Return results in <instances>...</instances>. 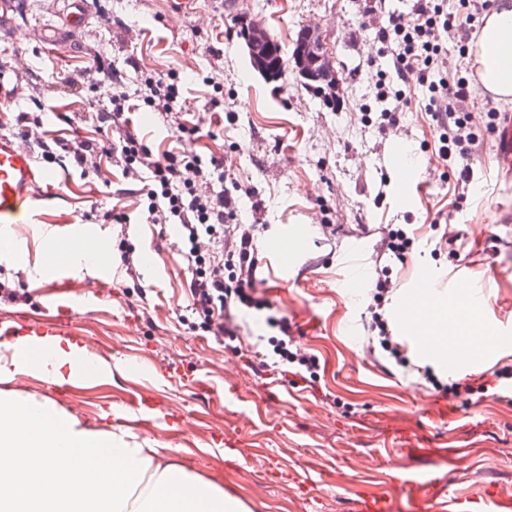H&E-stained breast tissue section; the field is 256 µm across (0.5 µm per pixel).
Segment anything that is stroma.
<instances>
[{
    "mask_svg": "<svg viewBox=\"0 0 512 512\" xmlns=\"http://www.w3.org/2000/svg\"><path fill=\"white\" fill-rule=\"evenodd\" d=\"M196 0L179 14L168 0H87V22L65 29L68 50L52 53L48 27H64V0H18L14 33L0 34V133L20 139L56 182L24 224L10 225L13 241L0 251V320L41 311L32 287L56 267L67 277L70 300L85 321L97 358L112 371L56 394L60 410L80 427L111 433L123 428V402L148 395L161 414L126 429L129 442L168 449V459L222 486L250 512H352L360 492L386 497L392 512H417L392 465L397 437L419 453L414 474L438 478L461 495H480L497 484L512 495V379L495 370L512 365V345L463 374L433 366L443 396L422 373L420 347L400 329L397 307L432 270L487 291L475 319L479 335L512 326V176L493 162L494 135L474 157L472 197L458 202L435 153L431 118L419 107L402 113L396 129L379 133L366 122L377 89L367 60L375 55V29L391 11L409 12L410 0ZM261 20L291 53L297 30L318 25L342 78L338 105L324 104L293 72L276 83L251 68L241 33L244 19ZM109 65L131 96L146 76L181 78V123L195 135L177 138L155 112L139 111L131 125L153 153L194 151L224 157V179L214 191H248L239 220L259 225L253 257L257 298L287 312L302 349L319 356L320 378L305 384L280 370L253 365L257 339L270 336L264 313L247 310L236 337L218 342L192 326L187 309L191 272L175 228L146 223L118 159L96 145L111 134L97 119L111 107L110 88L88 82L94 60ZM47 113L48 124L25 136L21 113ZM93 144L92 161L77 167L63 148ZM388 186H381V175ZM126 223L108 222L107 212ZM96 233L93 261L74 264L83 237ZM388 224H416L422 237L406 264H393L394 290L386 306L394 338L407 347L410 367L387 352L368 353V306ZM291 232L288 249L277 246ZM464 232L458 254L439 248L443 234ZM366 257L363 285L346 279L345 256ZM131 252L135 276L121 262ZM101 294H94L96 282ZM203 389H196L195 381ZM180 414L168 425L164 411ZM240 438L246 451L225 458L214 433Z\"/></svg>",
    "mask_w": 512,
    "mask_h": 512,
    "instance_id": "obj_1",
    "label": "stroma"
}]
</instances>
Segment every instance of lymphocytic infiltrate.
I'll return each instance as SVG.
<instances>
[{
    "instance_id": "f902f5d3",
    "label": "lymphocytic infiltrate",
    "mask_w": 512,
    "mask_h": 512,
    "mask_svg": "<svg viewBox=\"0 0 512 512\" xmlns=\"http://www.w3.org/2000/svg\"><path fill=\"white\" fill-rule=\"evenodd\" d=\"M470 0H458L457 10H449L448 0H415L410 17L389 13L386 26L377 32L378 56L391 57L387 68L376 71L378 92L375 102L376 124L380 130L399 124V114L415 101V89H422L425 108L433 117V135L440 147L438 156L448 175L453 178L459 198H467L474 180L472 158L485 133L495 132L498 112H489L484 130L471 127V117L459 108L468 97L472 76L469 67H456L447 73L449 51L466 59L475 28L460 24V11L468 9ZM132 110L127 96L112 99V108L103 114L107 126L119 128L118 139L105 141L103 151L119 154L126 171L149 173L150 182L140 188L145 198L143 214L154 224L177 225L182 237V255L192 263L194 271L188 284L189 308L201 320L200 327L216 340L234 335L236 313L240 307L265 308L266 303L254 296L257 265L250 257L256 225L237 223L239 201L228 193L210 196L199 192L197 181H210L224 176L223 158L183 151L154 155L150 147L129 128ZM234 222L232 234L224 225ZM208 236L211 253L201 254L198 241ZM393 284L387 274H380L372 293L375 311L369 329L380 347L396 362H405L406 347L394 340L383 315ZM267 323L274 336L267 342L271 354L255 353L258 368H268L269 357L295 374L317 378L321 368L317 355L292 351L293 336L287 315H271Z\"/></svg>"
}]
</instances>
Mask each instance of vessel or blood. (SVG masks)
I'll return each instance as SVG.
<instances>
[{
  "label": "vessel or blood",
  "instance_id": "vessel-or-blood-1",
  "mask_svg": "<svg viewBox=\"0 0 512 512\" xmlns=\"http://www.w3.org/2000/svg\"><path fill=\"white\" fill-rule=\"evenodd\" d=\"M495 159L501 166L512 170V116L498 126ZM50 172L38 168L31 152L24 150L14 137L0 135V247H7L4 231L7 225L25 223L33 202L41 191L51 185ZM65 277L39 280V288L52 296L56 307L52 315H24L9 321H0V352L8 357L22 359L30 351L42 357L58 354V340H68L74 354L87 356L89 339L83 324L77 323L72 302L64 299ZM402 487L409 493H421V512H438L439 502L446 493L438 482L417 484L406 479Z\"/></svg>",
  "mask_w": 512,
  "mask_h": 512
}]
</instances>
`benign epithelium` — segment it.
<instances>
[{
    "label": "benign epithelium",
    "mask_w": 512,
    "mask_h": 512,
    "mask_svg": "<svg viewBox=\"0 0 512 512\" xmlns=\"http://www.w3.org/2000/svg\"><path fill=\"white\" fill-rule=\"evenodd\" d=\"M326 36L315 26L300 28L294 41L292 69L297 80L323 92L332 101L336 100L341 79L335 67V59L327 51ZM276 39L261 22H251L245 28L247 54L255 70L271 79L277 73L282 60L276 56Z\"/></svg>",
    "instance_id": "benign-epithelium-1"
}]
</instances>
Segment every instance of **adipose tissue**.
<instances>
[{
  "mask_svg": "<svg viewBox=\"0 0 512 512\" xmlns=\"http://www.w3.org/2000/svg\"><path fill=\"white\" fill-rule=\"evenodd\" d=\"M472 95L512 96V0H494L473 55ZM0 512H247L159 449L79 428L55 402L0 398Z\"/></svg>",
  "mask_w": 512,
  "mask_h": 512,
  "instance_id": "adipose-tissue-1",
  "label": "adipose tissue"
}]
</instances>
